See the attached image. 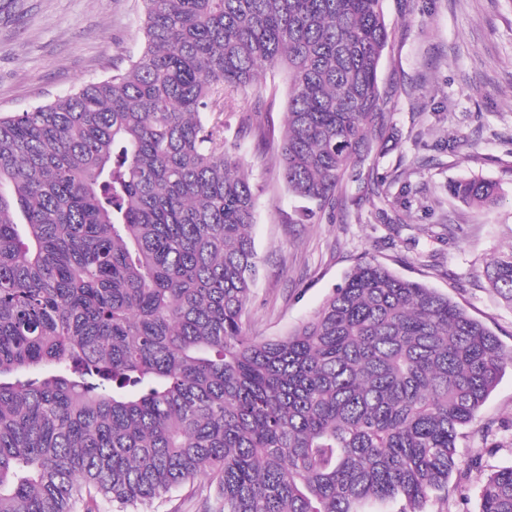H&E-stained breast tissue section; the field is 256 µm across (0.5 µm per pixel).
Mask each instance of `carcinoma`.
<instances>
[{"label":"carcinoma","mask_w":512,"mask_h":512,"mask_svg":"<svg viewBox=\"0 0 512 512\" xmlns=\"http://www.w3.org/2000/svg\"><path fill=\"white\" fill-rule=\"evenodd\" d=\"M112 75L0 114V512L136 507L211 477L208 512H427L512 350L373 260L283 336L245 331L257 195L223 114L288 70L296 223L384 148L383 0H142ZM467 206L495 182L448 185ZM512 303V251L485 270ZM457 483L450 484L452 475ZM512 512V465L479 485Z\"/></svg>","instance_id":"obj_1"}]
</instances>
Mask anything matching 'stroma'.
Masks as SVG:
<instances>
[{
	"label": "stroma",
	"mask_w": 512,
	"mask_h": 512,
	"mask_svg": "<svg viewBox=\"0 0 512 512\" xmlns=\"http://www.w3.org/2000/svg\"><path fill=\"white\" fill-rule=\"evenodd\" d=\"M396 34L379 85L394 139L366 165L382 197L345 180L333 220L293 224L295 202L276 153L256 128L281 133L288 73L267 77L262 105L235 93L225 120L239 130L258 206L260 258L247 318L273 337L310 318L359 261L376 260L447 294L512 349V306L489 288L487 261L512 245V0H383ZM142 0H0V113L26 112L111 75L137 57ZM499 182L489 208L448 194L452 181ZM461 459L512 464V370L457 441ZM199 477L139 512H205Z\"/></svg>",
	"instance_id": "35a3bbf8"
}]
</instances>
